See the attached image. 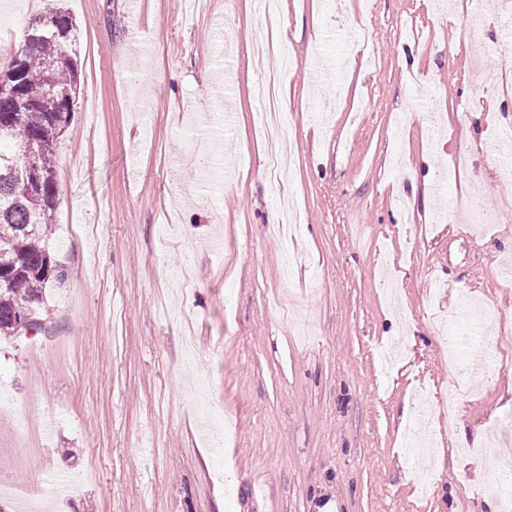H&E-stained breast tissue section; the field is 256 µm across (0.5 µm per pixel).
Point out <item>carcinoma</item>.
Here are the masks:
<instances>
[{"label":"carcinoma","instance_id":"1","mask_svg":"<svg viewBox=\"0 0 512 512\" xmlns=\"http://www.w3.org/2000/svg\"><path fill=\"white\" fill-rule=\"evenodd\" d=\"M0 83V335L37 329L46 290L65 285L47 237L58 202L57 144L72 121L80 68L76 24L53 2L23 28Z\"/></svg>","mask_w":512,"mask_h":512}]
</instances>
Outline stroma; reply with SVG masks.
I'll use <instances>...</instances> for the list:
<instances>
[{
	"mask_svg": "<svg viewBox=\"0 0 512 512\" xmlns=\"http://www.w3.org/2000/svg\"><path fill=\"white\" fill-rule=\"evenodd\" d=\"M298 64L290 172L258 129L254 0H65L80 86L49 241L68 268L38 330L0 336V512H488L512 462V209L489 128L512 121L497 0H281ZM44 0H0V70ZM367 30L373 57L343 60ZM439 113L436 126L426 115ZM419 186L402 220L392 159ZM456 162L453 180L444 172ZM481 185L474 239L437 224ZM455 311L492 367L449 363ZM406 342L388 364L382 349ZM61 341L59 354L35 357ZM432 396L417 420V391ZM30 430L20 431L21 422ZM431 452L407 444L413 427ZM481 434L482 453L461 436ZM431 489L420 496L419 473Z\"/></svg>",
	"mask_w": 512,
	"mask_h": 512,
	"instance_id": "obj_1",
	"label": "stroma"
}]
</instances>
